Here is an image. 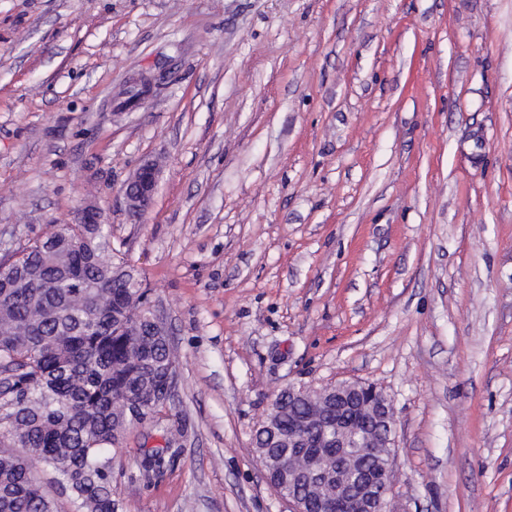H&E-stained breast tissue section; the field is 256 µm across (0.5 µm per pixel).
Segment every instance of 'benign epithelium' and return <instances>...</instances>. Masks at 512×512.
<instances>
[{"instance_id":"1","label":"benign epithelium","mask_w":512,"mask_h":512,"mask_svg":"<svg viewBox=\"0 0 512 512\" xmlns=\"http://www.w3.org/2000/svg\"><path fill=\"white\" fill-rule=\"evenodd\" d=\"M159 76L142 71L128 82L139 102L153 93ZM158 171L155 164L143 163L125 183L123 193L130 213L139 215L150 206L156 192ZM148 317L164 333H169L167 319L156 305L147 302L129 314V322ZM288 399H309L315 409L283 432L276 412L268 410L261 422L266 433L254 436L253 447L271 440L288 449V458L271 457L262 464L264 474L274 473L278 482L288 487L291 512H309L310 499L326 495L325 506H342L346 512H391V445L394 443L396 420L390 399L373 385L343 382L320 389L288 386L281 390ZM361 404L375 424V438L361 444L354 442L350 427L336 419V436H323L314 441L310 433L320 424L322 413L336 406L342 411Z\"/></svg>"}]
</instances>
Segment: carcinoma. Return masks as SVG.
<instances>
[{
	"label": "carcinoma",
	"instance_id": "carcinoma-1",
	"mask_svg": "<svg viewBox=\"0 0 512 512\" xmlns=\"http://www.w3.org/2000/svg\"><path fill=\"white\" fill-rule=\"evenodd\" d=\"M143 290L112 255L107 224H61L0 271V512H55L36 463L74 512H118L105 450L143 422L126 404L158 401L170 337L144 320L124 330Z\"/></svg>",
	"mask_w": 512,
	"mask_h": 512
}]
</instances>
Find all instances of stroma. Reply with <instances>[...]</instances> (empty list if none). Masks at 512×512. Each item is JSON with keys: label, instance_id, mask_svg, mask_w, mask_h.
I'll return each mask as SVG.
<instances>
[{"label": "stroma", "instance_id": "obj_1", "mask_svg": "<svg viewBox=\"0 0 512 512\" xmlns=\"http://www.w3.org/2000/svg\"><path fill=\"white\" fill-rule=\"evenodd\" d=\"M89 204L178 353L122 512H290L254 431L352 381L393 403L392 512H512V0H0V260ZM159 77L160 75L155 73L142 71L134 75L127 86L131 94H135L139 102L144 103L152 96L155 85L160 79ZM158 171L152 162L143 163L125 183L123 193L131 214L140 215L150 206L156 192Z\"/></svg>", "mask_w": 512, "mask_h": 512}]
</instances>
